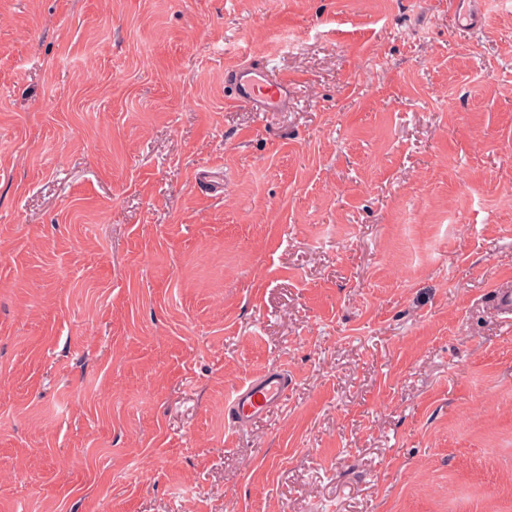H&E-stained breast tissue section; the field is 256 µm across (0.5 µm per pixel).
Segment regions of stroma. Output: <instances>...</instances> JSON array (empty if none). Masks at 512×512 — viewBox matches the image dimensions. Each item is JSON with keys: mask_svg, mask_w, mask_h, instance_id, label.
<instances>
[{"mask_svg": "<svg viewBox=\"0 0 512 512\" xmlns=\"http://www.w3.org/2000/svg\"><path fill=\"white\" fill-rule=\"evenodd\" d=\"M467 9L0 0V512H512V0ZM233 100L252 107L255 112L288 111L294 99L295 87L288 79L269 82L254 66H238L224 77ZM288 373L267 371L236 389L225 407L232 426L251 423L276 406L288 390Z\"/></svg>", "mask_w": 512, "mask_h": 512, "instance_id": "obj_1", "label": "stroma"}]
</instances>
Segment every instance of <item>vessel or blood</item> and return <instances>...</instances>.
I'll return each mask as SVG.
<instances>
[{"label":"vessel or blood","instance_id":"vessel-or-blood-1","mask_svg":"<svg viewBox=\"0 0 512 512\" xmlns=\"http://www.w3.org/2000/svg\"><path fill=\"white\" fill-rule=\"evenodd\" d=\"M234 101L249 105L258 112L288 111L295 87L288 80L270 81L254 66H239L224 77ZM289 386L283 371L265 372L236 389L225 407L229 424L241 426L251 423L276 406Z\"/></svg>","mask_w":512,"mask_h":512}]
</instances>
